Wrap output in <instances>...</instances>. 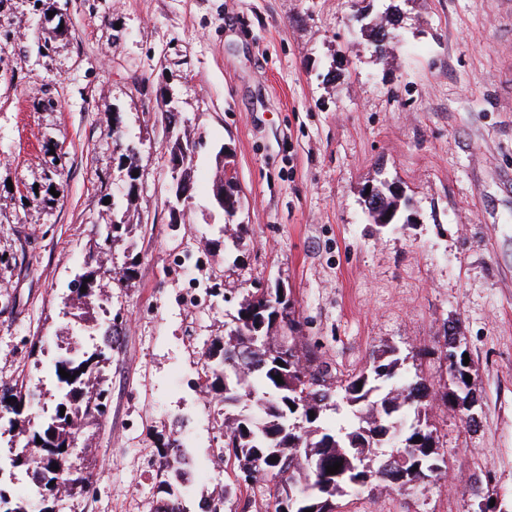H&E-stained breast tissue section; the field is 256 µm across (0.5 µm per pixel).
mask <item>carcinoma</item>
<instances>
[{
	"label": "carcinoma",
	"instance_id": "1",
	"mask_svg": "<svg viewBox=\"0 0 512 512\" xmlns=\"http://www.w3.org/2000/svg\"><path fill=\"white\" fill-rule=\"evenodd\" d=\"M195 149V141L178 136L167 147L170 157L180 155L186 191L190 190L188 165ZM50 163L53 169L44 172L42 185L47 204L56 201L50 188L59 193L63 187L61 157L52 156ZM120 163L127 171V196L131 198L139 181L134 176L140 170L139 154L125 149ZM365 205L370 212L378 208L397 210L395 197L384 184L373 188ZM127 229L123 220L104 225L102 239L94 243L97 255L107 254L110 243ZM98 276L97 268L84 272L71 301L85 305L87 298L97 295ZM83 285L87 287L84 293ZM270 303L263 289H256L240 304L226 334L213 339L205 351L210 366L206 389L224 404V465L251 472L255 483L269 476L276 479L275 496L285 501L295 496L302 504L298 512H323V503L358 487L362 476L389 485L397 484L396 475L401 473L409 482L432 478L429 466L436 458V446L426 414L434 395L431 384L419 376L408 381L401 377L405 359L393 349L340 387L326 369L312 365L301 345L288 353L283 364H277L275 332L283 322L273 319ZM106 360L100 348L54 365L57 388L64 395L45 424L29 417L36 404L32 397L36 385L0 389V418L8 419L10 428H18L23 437L11 466L24 469L38 485L37 496L28 499H13L0 487V512H55L49 506L36 511L34 502L43 503L49 495L61 500L60 486L65 479L71 480L68 496L72 498L81 495L84 486L92 482L90 470L70 448L86 421L104 415L102 407L108 394L104 380L100 377L93 384L87 380L101 371ZM61 368L70 377H61ZM277 375L281 376L280 384L275 380ZM328 411L345 412L350 416L349 425L339 429L326 425L324 416ZM38 438L42 443L36 442ZM393 439L396 452H379ZM318 461L329 466L340 462L346 475L326 488L322 474L308 469L309 463ZM177 470L176 466L162 465L167 478L159 482L161 498L156 512H177L166 502L167 487ZM233 493L235 488L224 485L221 493L205 499L204 512H223L224 501Z\"/></svg>",
	"mask_w": 512,
	"mask_h": 512
}]
</instances>
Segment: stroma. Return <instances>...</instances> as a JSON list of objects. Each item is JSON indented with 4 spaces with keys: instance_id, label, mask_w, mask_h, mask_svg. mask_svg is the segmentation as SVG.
<instances>
[{
    "instance_id": "1",
    "label": "stroma",
    "mask_w": 512,
    "mask_h": 512,
    "mask_svg": "<svg viewBox=\"0 0 512 512\" xmlns=\"http://www.w3.org/2000/svg\"><path fill=\"white\" fill-rule=\"evenodd\" d=\"M388 9L397 38L379 58L364 23ZM0 29L12 34L0 38V381L41 382L54 402L47 350L94 348L99 331L98 298L65 306L88 248L113 213L140 220L111 245L106 409L74 447L92 459L93 486L57 512H154L170 436L199 461L223 447L205 350L248 293L278 281L301 344L336 380L392 348L405 377L436 391V480L375 481L335 512H478L488 497L512 512V24L500 0H55L48 14L0 0ZM160 89L177 125L157 110ZM116 113L140 157L132 200ZM183 133L197 143L193 192L173 224L165 144ZM52 147L63 190L48 207L33 193ZM226 147L245 201L238 249L217 244ZM382 183L403 223L369 217L364 193ZM452 322L481 397L476 429L441 398L454 387Z\"/></svg>"
}]
</instances>
